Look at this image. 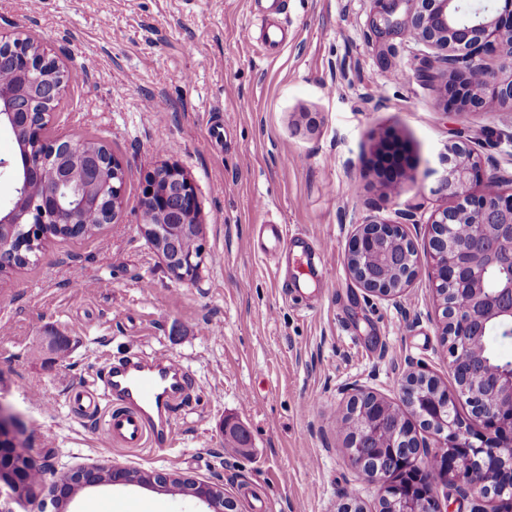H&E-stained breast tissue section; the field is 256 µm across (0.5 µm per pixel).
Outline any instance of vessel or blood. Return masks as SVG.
<instances>
[{
  "label": "vessel or blood",
  "instance_id": "vessel-or-blood-1",
  "mask_svg": "<svg viewBox=\"0 0 512 512\" xmlns=\"http://www.w3.org/2000/svg\"><path fill=\"white\" fill-rule=\"evenodd\" d=\"M185 374L183 365L164 354L128 359L108 368L102 391L76 389L69 402L75 416L98 419L106 443L166 446L173 440L170 411L185 395Z\"/></svg>",
  "mask_w": 512,
  "mask_h": 512
}]
</instances>
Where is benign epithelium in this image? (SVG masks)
Segmentation results:
<instances>
[{"label": "benign epithelium", "instance_id": "1", "mask_svg": "<svg viewBox=\"0 0 512 512\" xmlns=\"http://www.w3.org/2000/svg\"><path fill=\"white\" fill-rule=\"evenodd\" d=\"M388 2L385 22L407 31L411 42L431 49V59L457 79L455 84H445L444 91L459 109L482 111L489 103L493 112L498 106L512 105V40L503 37L502 28L503 16H512V0H501L498 15L484 0H413L415 10L400 22L390 16L401 0ZM5 60L23 87L39 89L41 107L32 112L21 93L0 86V132H21L34 144L21 165L0 159V170L8 172L14 183L11 198L0 204V272L13 252L15 230L71 227L81 223L88 211L99 212L101 223L110 224L121 209L125 183L120 162L107 152L97 169L75 174L62 168L46 192L32 193L33 173L55 158L75 157L85 150L82 140L60 137L45 143L41 137V125L49 120L74 76L39 45L26 47L24 39L0 33V64ZM482 167L483 157L474 146L448 144V170L437 188L447 203L428 221L429 278L441 309V335L448 337L452 373L456 368L453 358L460 348L480 342L489 322L512 327V192L501 189L503 183H512V175L489 176L479 191ZM140 208L180 225L183 236L196 239L202 234L195 188L177 166L165 165L150 176ZM415 223L414 213L401 212L397 221L369 220L356 227L346 256L347 269L368 294L395 301L408 296L419 265L404 225ZM465 223L473 235L487 239L484 250H472L466 239L456 235L455 226ZM157 255L179 280L192 279L201 260L193 251L161 249ZM400 391L412 402L413 420H426L425 429L434 438L432 445L418 444L416 455L409 457L418 492L397 498L409 505L404 512H444L442 501L431 492L437 483L452 488L467 504L466 512H496L487 505L503 495L494 491L489 481L476 476L466 479L463 474L472 472L477 463L512 476V366L493 375L479 372L460 377L451 390L432 376L410 371ZM460 402L471 407L483 431H472L456 417ZM375 405L384 407L388 401L364 389L348 403L354 409ZM15 430L14 416L0 407V484L19 496L27 474L26 467L13 465L9 453V447L15 445ZM444 452L448 453V466L439 471L432 458ZM367 473L378 484L380 499L389 500L392 488L384 468L376 465ZM126 474L123 467H92L75 473L71 484L81 490L124 481ZM174 480L187 484V495L206 502L212 512H238L236 501L208 481L152 474L141 484L167 486Z\"/></svg>", "mask_w": 512, "mask_h": 512}]
</instances>
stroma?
<instances>
[{"label":"stroma","mask_w":512,"mask_h":512,"mask_svg":"<svg viewBox=\"0 0 512 512\" xmlns=\"http://www.w3.org/2000/svg\"><path fill=\"white\" fill-rule=\"evenodd\" d=\"M0 0V32L31 38L75 76L50 117L58 136L102 141L125 171L115 223L54 239L0 276V407L45 482L119 463L222 483L239 512H339L379 491L348 465L336 425L358 390L400 406L412 369L450 387L430 287L427 220L448 144L479 143L487 173H512V112L460 111L417 69L429 55L380 22L381 0ZM285 43L265 48L264 29ZM401 160L379 158L381 141ZM180 167L198 198L204 261L194 279L160 264L140 232L146 180ZM403 184L388 194L387 181ZM407 225L419 276L403 302L368 295L346 266L356 224ZM325 245V278L298 248H261L264 224ZM103 280V291L88 289ZM163 353L192 379L173 445H106L68 393L117 360ZM240 425L247 447H229ZM12 512H207L156 485L80 490L58 509L0 491Z\"/></svg>","instance_id":"1"}]
</instances>
